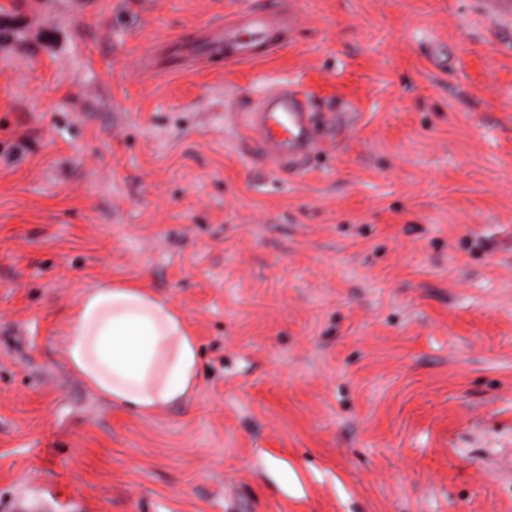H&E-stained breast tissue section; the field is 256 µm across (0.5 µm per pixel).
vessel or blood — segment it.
Masks as SVG:
<instances>
[{
    "mask_svg": "<svg viewBox=\"0 0 512 512\" xmlns=\"http://www.w3.org/2000/svg\"><path fill=\"white\" fill-rule=\"evenodd\" d=\"M248 16L247 24L231 34L238 46L236 59L240 62L251 60L253 45L263 41L278 24L276 15L258 7L251 8ZM311 103V92L296 86L270 89L256 102L249 127L271 161L302 171L316 145L317 117Z\"/></svg>",
    "mask_w": 512,
    "mask_h": 512,
    "instance_id": "vessel-or-blood-1",
    "label": "vessel or blood"
}]
</instances>
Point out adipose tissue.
I'll use <instances>...</instances> for the list:
<instances>
[{
  "instance_id": "adipose-tissue-1",
  "label": "adipose tissue",
  "mask_w": 512,
  "mask_h": 512,
  "mask_svg": "<svg viewBox=\"0 0 512 512\" xmlns=\"http://www.w3.org/2000/svg\"><path fill=\"white\" fill-rule=\"evenodd\" d=\"M63 357L85 383L142 414L183 400L198 383L199 352L181 312L145 288L86 289L63 324Z\"/></svg>"
}]
</instances>
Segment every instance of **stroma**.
<instances>
[{
  "label": "stroma",
  "mask_w": 512,
  "mask_h": 512,
  "mask_svg": "<svg viewBox=\"0 0 512 512\" xmlns=\"http://www.w3.org/2000/svg\"><path fill=\"white\" fill-rule=\"evenodd\" d=\"M0 0V512H512V28L482 0ZM340 112L303 172L245 113ZM175 304L193 393L62 358L87 288ZM247 15L249 16L247 24L230 33V38L238 46V53L234 58L236 62L253 59V45L263 41L267 33L278 24V17L270 10L254 7L247 12Z\"/></svg>",
  "instance_id": "35a3bbf8"
}]
</instances>
